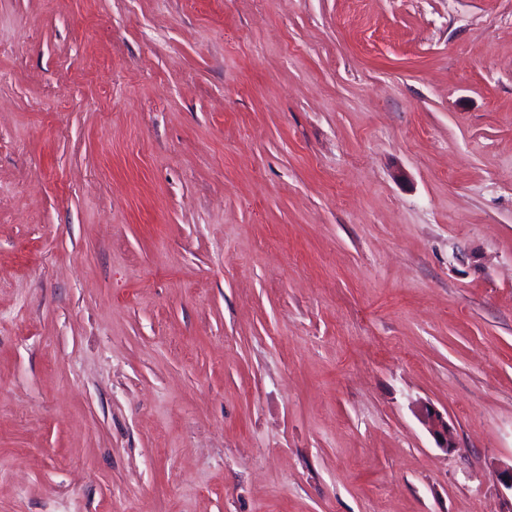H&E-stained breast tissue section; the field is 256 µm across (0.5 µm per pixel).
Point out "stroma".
<instances>
[{
    "label": "stroma",
    "instance_id": "1",
    "mask_svg": "<svg viewBox=\"0 0 512 512\" xmlns=\"http://www.w3.org/2000/svg\"><path fill=\"white\" fill-rule=\"evenodd\" d=\"M510 465L512 0H0V512H512ZM422 419L440 448H455V441L444 415L431 405L421 409Z\"/></svg>",
    "mask_w": 512,
    "mask_h": 512
}]
</instances>
